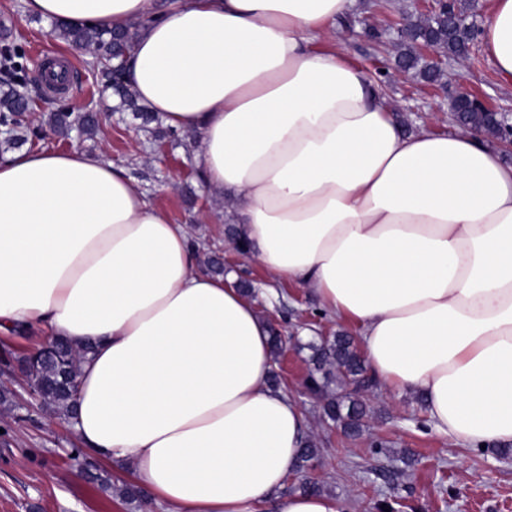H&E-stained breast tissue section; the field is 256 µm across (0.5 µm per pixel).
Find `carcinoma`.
<instances>
[{"instance_id": "1", "label": "carcinoma", "mask_w": 512, "mask_h": 512, "mask_svg": "<svg viewBox=\"0 0 512 512\" xmlns=\"http://www.w3.org/2000/svg\"><path fill=\"white\" fill-rule=\"evenodd\" d=\"M404 31L395 35L394 59L397 66L415 78L431 83L441 82L445 70L436 58L463 59L468 56L472 42L479 38L468 8L454 3L452 12L441 6L420 16L402 15ZM137 21L123 29L103 31L96 26L57 22L51 35L72 48L89 55L86 65L100 77L102 86L112 90L119 100L118 110L130 112L144 127L158 121V117L138 104V96L127 78L126 59L138 28ZM431 44L435 57L423 55L418 45ZM31 79V69L25 48L18 38L0 44V124L10 125L15 131L4 139L7 148L44 140V128L67 138L73 129L92 137L99 131L95 112L76 115L60 101L43 120L35 115L36 102L24 101L17 88ZM458 122L467 130L497 139L503 132L501 123L489 111L467 107L458 113ZM311 351L309 383L311 390L324 399V414L339 424L349 437L358 435L367 414L360 393L372 382L371 376L352 336L338 332L321 336L301 345ZM87 343L75 347L62 338H56L51 348L38 357L17 354L5 348L0 360L9 372H18L37 394L40 407L59 417L71 420L75 415L77 374L82 359L91 353Z\"/></svg>"}]
</instances>
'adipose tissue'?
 Wrapping results in <instances>:
<instances>
[{
  "instance_id": "obj_1",
  "label": "adipose tissue",
  "mask_w": 512,
  "mask_h": 512,
  "mask_svg": "<svg viewBox=\"0 0 512 512\" xmlns=\"http://www.w3.org/2000/svg\"><path fill=\"white\" fill-rule=\"evenodd\" d=\"M42 19L142 26L140 100L194 133L204 186L275 280L353 325L379 383L418 394L433 430L512 443V164L466 131L405 134L379 83L316 51L352 0H24ZM482 40L512 80V0ZM111 161L80 150L0 156V333L94 351L74 430L167 512H341L280 496L307 436L270 385V323L235 274Z\"/></svg>"
}]
</instances>
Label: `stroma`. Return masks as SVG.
<instances>
[{
  "instance_id": "stroma-1",
  "label": "stroma",
  "mask_w": 512,
  "mask_h": 512,
  "mask_svg": "<svg viewBox=\"0 0 512 512\" xmlns=\"http://www.w3.org/2000/svg\"><path fill=\"white\" fill-rule=\"evenodd\" d=\"M428 9L426 0H356L350 16L388 27L403 13ZM2 19L29 45L33 63L53 50L78 74L80 87L69 96L73 106L99 101L96 78L85 68L83 54L53 39L48 22L26 15L23 0H0ZM313 47L343 51L351 63L368 69L393 64L382 43L341 25L335 26L332 39L317 40ZM447 67L457 70L460 83L485 95L495 107H512V84L499 77L482 44L471 47L463 66L451 61ZM455 85L434 88L410 76H395L385 84L384 93L409 131L423 127L448 133L455 129L448 106ZM99 117L101 130L96 136L88 138L75 130L64 139L50 133L41 148L79 149L126 169L175 223L202 229L211 248L223 249L225 271L257 284L267 282L260 264L245 261L230 248L225 203L199 181L190 149L171 142L155 147L151 133L137 128L129 113L103 108ZM190 188L195 191L191 199L186 196ZM258 307L262 314L291 325L299 314H317L316 327L326 336L352 330L351 325L319 315V305L308 290L288 283L275 284L273 297L259 299ZM307 356V351L291 343L275 365L280 376L292 378L290 394L302 407L309 437L320 450L314 470L289 475L283 494L296 492L311 477L321 484L323 494L341 503L344 512H380L383 503L391 512H512V451L458 445L431 429L417 395L397 394L378 385L363 396L367 415L362 433L346 436L339 425L323 417L319 397L304 385ZM0 420L7 429L0 435V512H142L139 501L123 499L116 492L132 483L131 475L99 461L100 470L110 478L111 487L105 490L71 466L64 451L79 447L80 441L58 415L36 407L9 411L0 406Z\"/></svg>"
}]
</instances>
